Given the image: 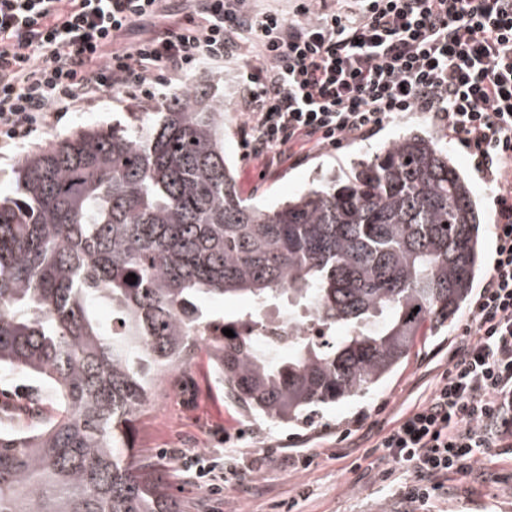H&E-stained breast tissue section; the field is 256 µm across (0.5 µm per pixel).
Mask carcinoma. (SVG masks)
I'll list each match as a JSON object with an SVG mask.
<instances>
[{
	"label": "carcinoma",
	"instance_id": "carcinoma-1",
	"mask_svg": "<svg viewBox=\"0 0 512 512\" xmlns=\"http://www.w3.org/2000/svg\"><path fill=\"white\" fill-rule=\"evenodd\" d=\"M129 117L28 154L0 198V370L56 403L38 427L0 432V512H185L134 443L169 372L204 346L225 398L297 424L375 390L481 272L471 187L431 135L266 207L237 190L209 85ZM236 296L252 305H204ZM268 305L312 325L260 336Z\"/></svg>",
	"mask_w": 512,
	"mask_h": 512
}]
</instances>
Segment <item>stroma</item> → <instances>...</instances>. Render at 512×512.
<instances>
[{
  "label": "stroma",
  "instance_id": "stroma-1",
  "mask_svg": "<svg viewBox=\"0 0 512 512\" xmlns=\"http://www.w3.org/2000/svg\"><path fill=\"white\" fill-rule=\"evenodd\" d=\"M255 55L245 48L219 66L191 73L194 82L211 84L230 110L224 115V154L233 169L241 195L272 206L306 189L324 173L345 175L354 159L374 153L414 131L434 133L468 174L480 208L482 224H492L495 207L472 158L449 143L439 120L426 112H407L372 133L347 140L337 150L324 149L298 162H269L244 155L242 130L247 114L239 99L238 72ZM157 99L132 91H116L83 104L44 134L18 148L0 150V194L13 192L23 157L83 126H111L127 114L155 111ZM469 318L461 309L451 327L419 337L410 356L383 385L363 398L325 409L307 423L284 425L249 415L225 400L213 386L206 351L185 372L164 382L156 403L137 423L136 446L167 475L169 489L187 512H413L390 482L373 483L353 471V461L368 464L379 430L388 429L402 410L418 402L447 366L451 343ZM55 404L37 381L14 376L0 392V420L24 430L53 414ZM245 430L239 449L243 460L226 472L221 494H211L193 480L191 459H216L224 452L225 435ZM306 455L307 469H292L290 458ZM486 477L458 478L428 507V512H512V451L486 465Z\"/></svg>",
  "mask_w": 512,
  "mask_h": 512
}]
</instances>
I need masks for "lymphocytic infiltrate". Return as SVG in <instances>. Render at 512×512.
<instances>
[{
  "label": "lymphocytic infiltrate",
  "instance_id": "lymphocytic-infiltrate-1",
  "mask_svg": "<svg viewBox=\"0 0 512 512\" xmlns=\"http://www.w3.org/2000/svg\"><path fill=\"white\" fill-rule=\"evenodd\" d=\"M163 0H0V147L44 133L100 94L154 97L174 78L257 57L239 75L246 153L337 149L404 112H429L495 186L490 268L448 368L380 433L364 473L427 504L512 444V0H339L293 17L247 0H189L178 22L117 40Z\"/></svg>",
  "mask_w": 512,
  "mask_h": 512
}]
</instances>
